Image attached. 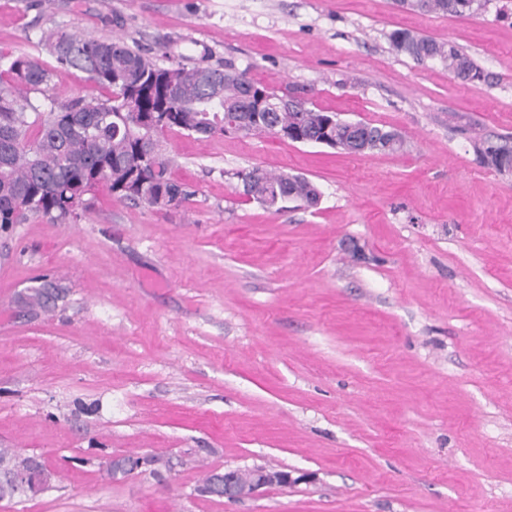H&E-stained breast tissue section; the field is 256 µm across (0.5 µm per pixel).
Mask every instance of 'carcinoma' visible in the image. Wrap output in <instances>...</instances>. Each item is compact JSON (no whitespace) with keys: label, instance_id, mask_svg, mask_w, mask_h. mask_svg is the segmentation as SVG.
Wrapping results in <instances>:
<instances>
[{"label":"carcinoma","instance_id":"cac0c4a2","mask_svg":"<svg viewBox=\"0 0 512 512\" xmlns=\"http://www.w3.org/2000/svg\"><path fill=\"white\" fill-rule=\"evenodd\" d=\"M403 11L422 15L464 16L484 6L482 0H396ZM392 49L417 61H438L462 81L486 79L475 61L454 44L439 42L408 29L389 34ZM43 45L56 66L84 74L106 89L104 99L74 97L40 111L29 93L50 81L52 69L40 58L0 55V228L22 224L31 217L65 224L77 216L70 208L76 195L100 187L124 199L149 206L182 204L191 193L176 181L165 134L179 132L210 137L224 135L226 113L246 121L248 135L266 133L267 119L294 129L308 141L351 136L348 127L326 128L329 114L298 103L292 111L278 107L281 95L266 93L233 65L160 67L123 40L87 38L63 28L42 33ZM404 141L394 131L372 124L346 153L363 156L396 152ZM480 159L498 171L512 163V144L488 141L475 144ZM243 194L267 205L268 197L301 201L309 207L319 201V190L307 178L270 173L260 167L237 173ZM61 288H32L19 297L30 311L50 310L62 298ZM29 471L28 482L15 486L3 476L15 469ZM47 464L13 448H0V500L32 497L46 488ZM202 489L224 497V475L207 471Z\"/></svg>","mask_w":512,"mask_h":512}]
</instances>
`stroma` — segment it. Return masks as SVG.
Returning <instances> with one entry per match:
<instances>
[{
  "label": "stroma",
  "mask_w": 512,
  "mask_h": 512,
  "mask_svg": "<svg viewBox=\"0 0 512 512\" xmlns=\"http://www.w3.org/2000/svg\"><path fill=\"white\" fill-rule=\"evenodd\" d=\"M123 38L162 67L230 63L310 106L398 132L352 156L272 135L167 133L191 197L98 189L77 221L0 231V448L48 487L0 512H512V0L425 16L394 0H0V53L41 30ZM453 42L490 82L395 53ZM99 88L56 71L49 108ZM299 174L316 206L275 212L236 171ZM50 284L48 312L17 298ZM178 459L106 478L101 454ZM298 481L198 495L208 468ZM475 151L480 159L498 171H508L512 163V145L510 142L492 143L488 141L475 144ZM251 474L250 493L255 495L260 489L276 484H294L298 478H293L288 471H271L263 467L248 469Z\"/></svg>",
  "instance_id": "stroma-1"
}]
</instances>
